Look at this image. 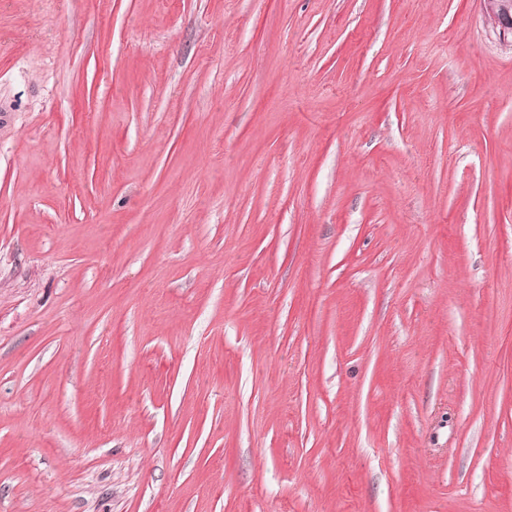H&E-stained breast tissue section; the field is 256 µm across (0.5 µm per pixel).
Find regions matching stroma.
Here are the masks:
<instances>
[{
  "label": "stroma",
  "mask_w": 512,
  "mask_h": 512,
  "mask_svg": "<svg viewBox=\"0 0 512 512\" xmlns=\"http://www.w3.org/2000/svg\"><path fill=\"white\" fill-rule=\"evenodd\" d=\"M0 512H512L479 0H0Z\"/></svg>",
  "instance_id": "35a3bbf8"
}]
</instances>
